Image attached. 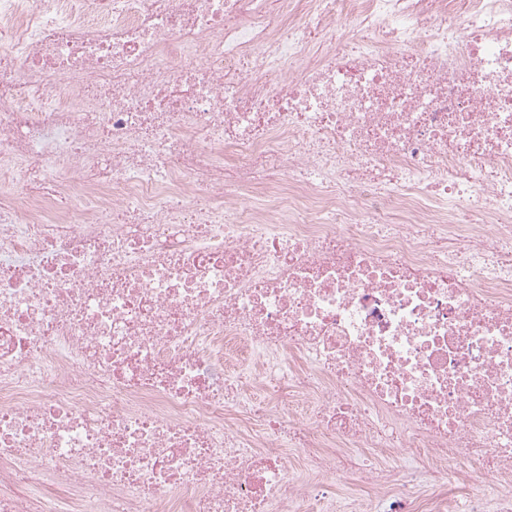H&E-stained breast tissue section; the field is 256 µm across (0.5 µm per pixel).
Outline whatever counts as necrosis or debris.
<instances>
[{"instance_id":"1","label":"necrosis or debris","mask_w":512,"mask_h":512,"mask_svg":"<svg viewBox=\"0 0 512 512\" xmlns=\"http://www.w3.org/2000/svg\"><path fill=\"white\" fill-rule=\"evenodd\" d=\"M365 490L512 512V0H0V512Z\"/></svg>"}]
</instances>
